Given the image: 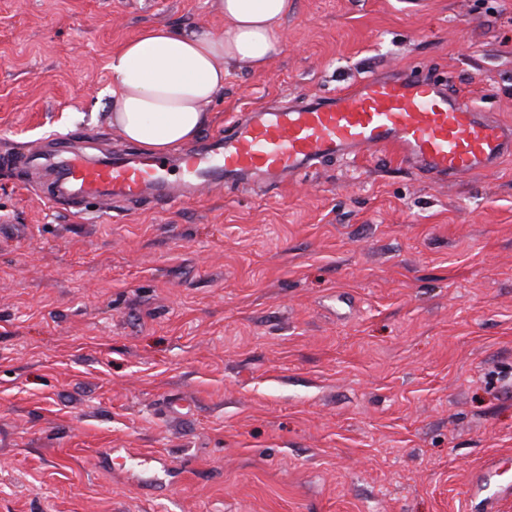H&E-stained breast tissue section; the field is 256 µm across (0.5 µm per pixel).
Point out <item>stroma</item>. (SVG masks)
Returning <instances> with one entry per match:
<instances>
[{
    "instance_id": "1",
    "label": "stroma",
    "mask_w": 512,
    "mask_h": 512,
    "mask_svg": "<svg viewBox=\"0 0 512 512\" xmlns=\"http://www.w3.org/2000/svg\"><path fill=\"white\" fill-rule=\"evenodd\" d=\"M201 139L367 76L448 78L512 123V0H293ZM220 35L217 0H0V156L122 139L113 54ZM512 465V158L391 153L272 189L78 212L0 168V512H483ZM499 474L496 471H488L476 483L474 487V495L481 496V503H483L484 510L492 512L496 509V504L499 499L509 494L512 490V484H502L494 479Z\"/></svg>"
}]
</instances>
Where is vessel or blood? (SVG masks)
Returning <instances> with one entry per match:
<instances>
[{
	"label": "vessel or blood",
	"instance_id": "vessel-or-blood-1",
	"mask_svg": "<svg viewBox=\"0 0 512 512\" xmlns=\"http://www.w3.org/2000/svg\"><path fill=\"white\" fill-rule=\"evenodd\" d=\"M391 152L437 180L494 169L512 155V125L477 111L445 82L400 75L367 77L325 101L250 113L179 163L141 152L88 160L43 153L38 166L56 202L80 199L107 209L113 199L182 203L203 187L276 185L326 161ZM512 492L494 472L476 483L485 512Z\"/></svg>",
	"mask_w": 512,
	"mask_h": 512
}]
</instances>
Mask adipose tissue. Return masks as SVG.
Segmentation results:
<instances>
[{
	"label": "adipose tissue",
	"mask_w": 512,
	"mask_h": 512,
	"mask_svg": "<svg viewBox=\"0 0 512 512\" xmlns=\"http://www.w3.org/2000/svg\"><path fill=\"white\" fill-rule=\"evenodd\" d=\"M224 34L178 32L159 25L113 55V130L164 156L208 124L205 107L224 91L227 65L265 68L278 53L292 0H219Z\"/></svg>",
	"instance_id": "obj_1"
}]
</instances>
